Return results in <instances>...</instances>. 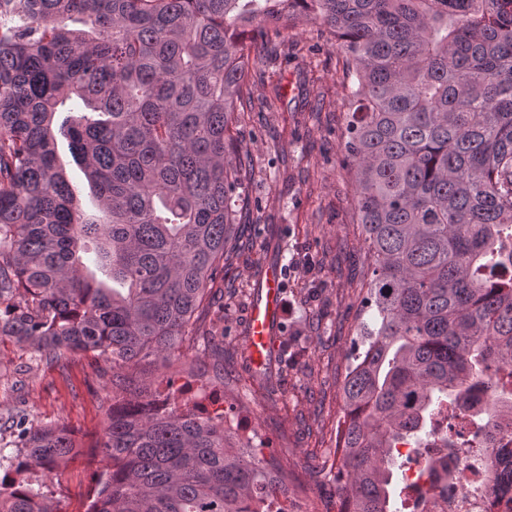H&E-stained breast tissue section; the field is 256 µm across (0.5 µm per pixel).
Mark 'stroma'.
<instances>
[{
  "label": "stroma",
  "mask_w": 512,
  "mask_h": 512,
  "mask_svg": "<svg viewBox=\"0 0 512 512\" xmlns=\"http://www.w3.org/2000/svg\"><path fill=\"white\" fill-rule=\"evenodd\" d=\"M333 35L311 19L287 22L274 47L256 49L250 99L236 114L247 181L219 272L197 314L199 341L171 364L149 360L154 394L197 402L199 379L260 434L263 454L288 470L289 499L307 492L335 499L330 474L342 421L341 384L357 343L368 261L345 164L342 56ZM286 271L282 339L292 350L273 363L271 380L254 375L247 353V309L267 261ZM112 367L92 354L39 362L33 347L0 340V454L15 455L17 422L74 431L80 446L44 475L54 512H87L105 470L95 443L112 404Z\"/></svg>",
  "instance_id": "stroma-1"
}]
</instances>
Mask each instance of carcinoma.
I'll return each mask as SVG.
<instances>
[{"label":"carcinoma","instance_id":"cac0c4a2","mask_svg":"<svg viewBox=\"0 0 512 512\" xmlns=\"http://www.w3.org/2000/svg\"><path fill=\"white\" fill-rule=\"evenodd\" d=\"M330 29L349 77L345 162L371 274L342 383L336 512H400L397 445L483 443L512 406V0H0V337L121 373L87 512H283L288 470L138 364L180 359L245 175L232 133L251 53ZM63 137L105 218L79 208ZM91 242L122 293L88 277ZM16 471L77 448L22 433ZM0 512H51L0 479Z\"/></svg>","mask_w":512,"mask_h":512}]
</instances>
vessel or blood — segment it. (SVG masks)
I'll use <instances>...</instances> for the list:
<instances>
[{
    "label": "vessel or blood",
    "mask_w": 512,
    "mask_h": 512,
    "mask_svg": "<svg viewBox=\"0 0 512 512\" xmlns=\"http://www.w3.org/2000/svg\"><path fill=\"white\" fill-rule=\"evenodd\" d=\"M283 274L278 263L265 266L247 312L249 322V357L254 367L265 365L276 347L282 314Z\"/></svg>",
    "instance_id": "1"
}]
</instances>
